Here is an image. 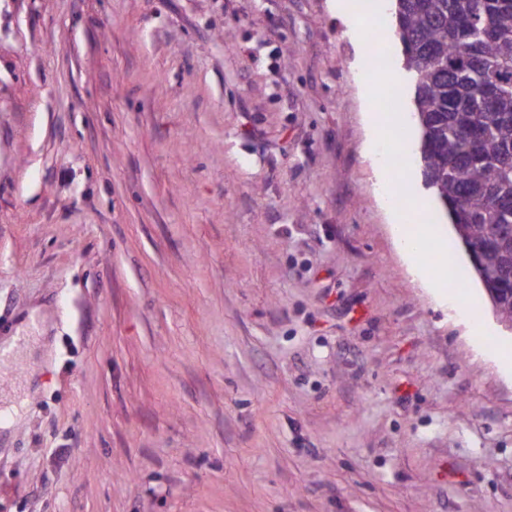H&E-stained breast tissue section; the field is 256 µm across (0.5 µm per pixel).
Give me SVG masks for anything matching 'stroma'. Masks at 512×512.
I'll use <instances>...</instances> for the list:
<instances>
[{"instance_id": "1", "label": "stroma", "mask_w": 512, "mask_h": 512, "mask_svg": "<svg viewBox=\"0 0 512 512\" xmlns=\"http://www.w3.org/2000/svg\"><path fill=\"white\" fill-rule=\"evenodd\" d=\"M373 2L365 60L362 0H0V512H512V334L393 236ZM371 113V140L370 147L375 154L383 144L393 143V134L398 130L396 126V112H370Z\"/></svg>"}]
</instances>
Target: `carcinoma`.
I'll return each instance as SVG.
<instances>
[{
    "instance_id": "carcinoma-1",
    "label": "carcinoma",
    "mask_w": 512,
    "mask_h": 512,
    "mask_svg": "<svg viewBox=\"0 0 512 512\" xmlns=\"http://www.w3.org/2000/svg\"><path fill=\"white\" fill-rule=\"evenodd\" d=\"M422 175L512 321V0H393Z\"/></svg>"
}]
</instances>
